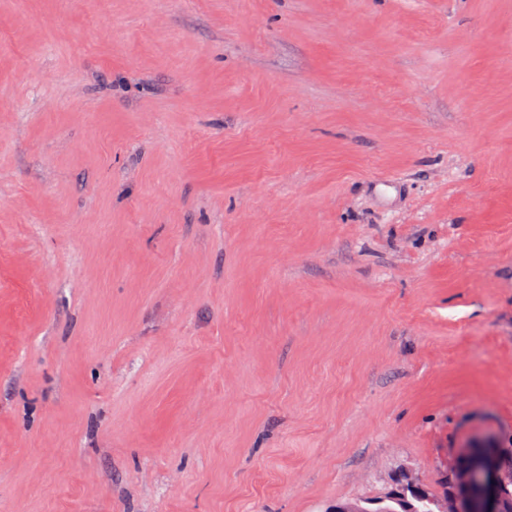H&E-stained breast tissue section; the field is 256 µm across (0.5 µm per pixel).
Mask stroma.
<instances>
[{"label": "stroma", "instance_id": "35a3bbf8", "mask_svg": "<svg viewBox=\"0 0 512 512\" xmlns=\"http://www.w3.org/2000/svg\"><path fill=\"white\" fill-rule=\"evenodd\" d=\"M488 436L512 0H0V512H323Z\"/></svg>", "mask_w": 512, "mask_h": 512}]
</instances>
